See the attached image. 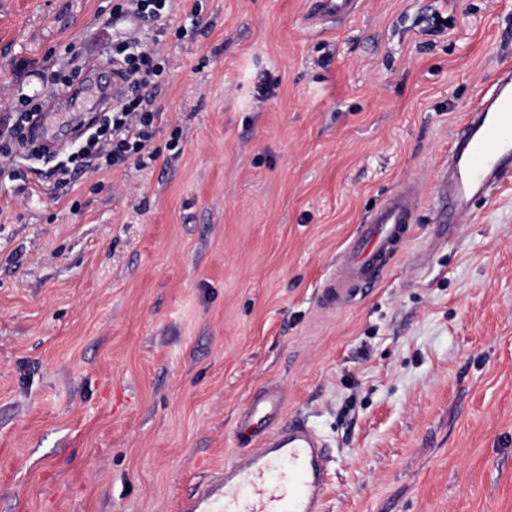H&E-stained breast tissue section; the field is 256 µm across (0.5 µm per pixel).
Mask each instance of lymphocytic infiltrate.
<instances>
[{
    "label": "lymphocytic infiltrate",
    "mask_w": 512,
    "mask_h": 512,
    "mask_svg": "<svg viewBox=\"0 0 512 512\" xmlns=\"http://www.w3.org/2000/svg\"><path fill=\"white\" fill-rule=\"evenodd\" d=\"M170 10L171 0H119L114 6L113 16L130 13L144 22L156 20L159 27L152 40L135 37L113 44L112 63L125 75L131 95L113 106L102 122H90L78 133L72 157L84 167L111 171L131 161L143 169L156 160L150 143L157 114L151 105L167 76L168 61L160 44L167 35Z\"/></svg>",
    "instance_id": "lymphocytic-infiltrate-1"
}]
</instances>
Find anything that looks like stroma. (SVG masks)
<instances>
[{
    "label": "stroma",
    "mask_w": 512,
    "mask_h": 512,
    "mask_svg": "<svg viewBox=\"0 0 512 512\" xmlns=\"http://www.w3.org/2000/svg\"><path fill=\"white\" fill-rule=\"evenodd\" d=\"M146 168L0 170V512H181L264 387L330 462L323 512H512V168L454 234V126L512 64V0H175ZM447 17L427 33L426 20ZM112 0H0V85L61 146L103 103ZM180 130V154L166 144ZM378 282L317 299L404 182ZM359 3L360 0H312L307 17L314 19L332 15L347 19L355 13Z\"/></svg>",
    "instance_id": "35a3bbf8"
}]
</instances>
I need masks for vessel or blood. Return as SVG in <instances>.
Wrapping results in <instances>:
<instances>
[{
	"mask_svg": "<svg viewBox=\"0 0 512 512\" xmlns=\"http://www.w3.org/2000/svg\"><path fill=\"white\" fill-rule=\"evenodd\" d=\"M359 2L312 0L307 16L346 19ZM452 143L453 173L437 184L435 196L440 211L457 215L489 196L501 172L512 166V69H503L488 98L455 127ZM418 203L417 186L401 185L361 225L322 286L326 305L346 303L353 285L376 282L383 259L409 241ZM282 409V393L272 385L254 398L250 412L271 418ZM326 464L320 437L291 420L185 497L182 512H321Z\"/></svg>",
	"mask_w": 512,
	"mask_h": 512,
	"instance_id": "b4317fda",
	"label": "vessel or blood"
}]
</instances>
